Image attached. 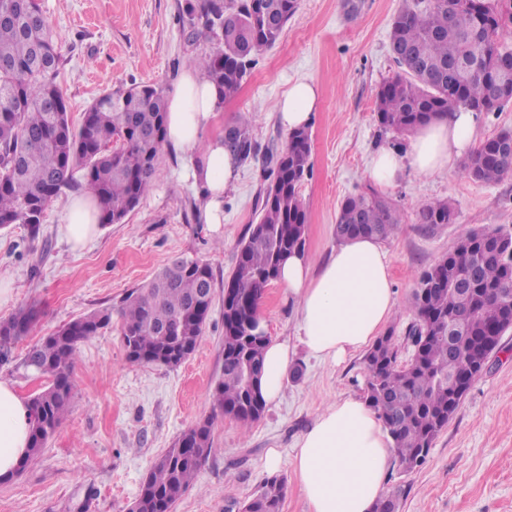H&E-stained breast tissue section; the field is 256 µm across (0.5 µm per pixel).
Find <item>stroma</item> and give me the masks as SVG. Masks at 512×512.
<instances>
[{
  "instance_id": "35a3bbf8",
  "label": "stroma",
  "mask_w": 512,
  "mask_h": 512,
  "mask_svg": "<svg viewBox=\"0 0 512 512\" xmlns=\"http://www.w3.org/2000/svg\"><path fill=\"white\" fill-rule=\"evenodd\" d=\"M299 0L280 39L256 54L238 95L207 127L219 135L238 113L252 115L260 148L282 150L288 133L277 103L290 82L305 79L319 90L308 127L312 173L299 192L308 216L306 253L320 262L338 244L336 214L349 196L378 191L402 215L382 244L391 259L396 290L393 331L400 361L412 354L409 329L416 321L408 303L422 273L456 241L480 228L512 229V178L485 184L461 177L459 168L429 176L411 172L376 189L367 167L379 148L396 146L375 112L379 85L399 71L390 48L393 17L402 0ZM60 36V82L72 123L95 99L119 87L156 84L170 89L193 60L213 52L206 35H192L187 0H40ZM192 155L163 147L157 177L138 207L121 224L100 227L97 237L72 249L61 232L64 208L82 191L63 190L44 218L38 240L25 226L0 231V278L10 281L0 300V319L19 308L41 311L29 335L0 365V380L32 398L46 385L22 365L30 346L87 313L117 309L124 296L145 285L178 258L208 264L214 296L195 352L169 368L129 362L119 321L84 343L71 372L72 404L39 461L0 482V512H127L154 460L187 428L212 419L214 453L175 512H238L266 478L287 480L282 512H309L292 465L297 438L326 405L358 398L366 378L363 353L333 364L311 358L298 338L294 302L278 283L261 301L268 336L288 343L299 380H287L278 403L243 427L214 412L212 391L224 369V282L266 186L264 157L241 162L224 193V222L213 230L204 200L184 177ZM450 201L454 223L426 232L418 222L422 203ZM277 449V470L266 466ZM387 489H400L399 512H512V332L502 339L425 463L410 472L391 468Z\"/></svg>"
}]
</instances>
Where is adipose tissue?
Segmentation results:
<instances>
[{"mask_svg":"<svg viewBox=\"0 0 512 512\" xmlns=\"http://www.w3.org/2000/svg\"><path fill=\"white\" fill-rule=\"evenodd\" d=\"M318 99L314 84H289L277 104L282 127L290 132L308 127ZM223 109L222 94L193 69L183 73L168 95L167 140L175 149L198 152L191 176L205 200L207 221L215 225L224 221V192L235 182L239 166L225 150L223 136L204 134ZM476 141L475 115L461 108L419 127L407 153L393 148L376 152L368 177L377 186L390 187L408 170L443 172L470 153ZM100 217L96 199L75 196L65 206L62 233L73 247H82L98 234ZM277 280L298 305L303 347L319 359L336 362L367 347L394 312L390 260L380 241L371 237L343 241L317 268L306 255H291ZM291 361L287 343L268 342L259 381L265 402L281 398ZM30 431L28 400L13 384L0 381V476L20 465ZM394 457L393 438L383 420L366 402L347 398L320 411L299 437L294 468L310 512H372Z\"/></svg>","mask_w":512,"mask_h":512,"instance_id":"obj_1","label":"adipose tissue"}]
</instances>
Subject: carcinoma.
Masks as SVG:
<instances>
[{
    "instance_id": "carcinoma-1",
    "label": "carcinoma",
    "mask_w": 512,
    "mask_h": 512,
    "mask_svg": "<svg viewBox=\"0 0 512 512\" xmlns=\"http://www.w3.org/2000/svg\"><path fill=\"white\" fill-rule=\"evenodd\" d=\"M298 0H199L188 3L191 28L216 40L217 51L193 61L202 75L236 97L253 56L273 46L295 14ZM512 0H403L391 25L390 43L402 72L386 80L375 98L384 131L406 134L461 107L497 112L512 104V88L492 94L496 63L512 55ZM58 37L38 0H0V228L27 226L39 237L46 211L63 188L82 181L102 209L101 224H122L151 186L167 140L166 96L160 87L138 85L101 95L70 121L60 86ZM224 146L242 160L257 156L251 120L241 113L228 127ZM512 130L482 140L463 168L464 177L497 183L512 177ZM274 163L256 223L239 250L224 289L237 300L224 304V372L212 393L213 408L247 427L260 419L259 390L268 336L255 308L281 263L305 251L307 213L299 188L310 173V136L289 134L280 152L266 149ZM81 173V179L75 174ZM445 201L418 211L428 228L451 224ZM400 212L377 194L346 198L336 217V238L389 237ZM209 265L177 259L145 287L128 294L119 311L128 360L169 365L185 361L203 334L212 301L198 298L214 289ZM409 307L417 323L415 353L402 364L392 334L369 349L365 400L394 438L404 472L423 464L448 426L480 361L490 357L512 331V232L472 231L426 270ZM40 311L22 307L0 320V364L27 336ZM112 312L98 310L60 327L29 348L24 365L48 378L30 399L32 429L21 473L41 457L69 411L71 369L80 346L109 326ZM209 419L183 431L158 456L145 477L132 512H174L214 448ZM285 478H268L248 499L250 512H281Z\"/></svg>"
}]
</instances>
